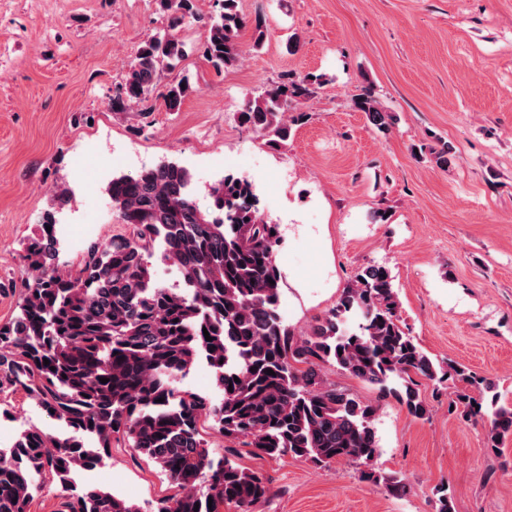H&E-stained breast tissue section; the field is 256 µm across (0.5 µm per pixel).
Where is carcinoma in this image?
I'll return each mask as SVG.
<instances>
[{"label": "carcinoma", "instance_id": "carcinoma-1", "mask_svg": "<svg viewBox=\"0 0 512 512\" xmlns=\"http://www.w3.org/2000/svg\"><path fill=\"white\" fill-rule=\"evenodd\" d=\"M157 4L167 29L140 47L112 97L116 111L137 106L148 115L156 93L178 111L192 91L190 79L164 84L162 78L191 52L217 71L240 59L236 37L246 21L236 0H222L221 10L208 16L197 12L196 0ZM191 24L204 30L196 46L178 37ZM318 81L313 74L286 76L248 100L238 119L278 146L304 119L302 100ZM354 107L380 132L394 123L369 89ZM108 194L130 235L92 243L76 269H61L55 232L47 230L54 216L46 213L41 235L27 246L33 277L18 287L17 314L0 325V391L24 392L95 443L22 430L11 448L0 449V512H28L37 479L46 475L67 492L58 512H139L124 498L73 482L76 470L112 457L119 438L180 487L181 495L158 503L157 512H219L226 503L251 512L268 492L266 479L227 457H210L206 426L244 440L256 456L364 465L363 479H383L392 492L405 493L397 476L371 469L377 405L323 375L335 367L394 398L415 419L429 413L417 378L435 381L440 368L404 330L390 271L362 267L336 305L297 334L278 313L279 225L261 217L251 180L225 175L210 188L212 203L203 210L189 172L167 162L112 179ZM157 249L185 289L155 279L150 259ZM352 321L358 330H350ZM200 356L223 391L217 402L174 387ZM455 374L467 388L450 405L486 426L491 447H499L512 435V399L496 393L487 403L485 379L463 369Z\"/></svg>", "mask_w": 512, "mask_h": 512}]
</instances>
